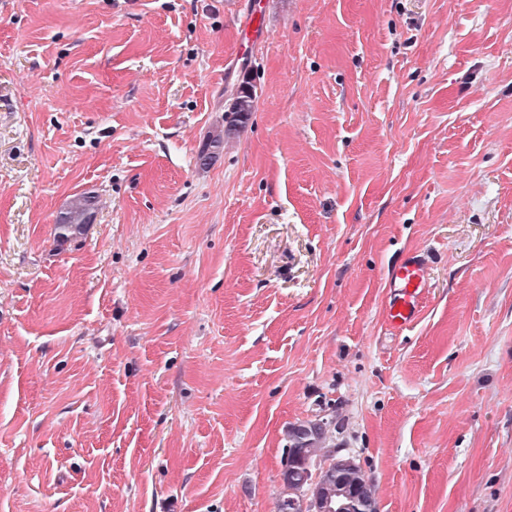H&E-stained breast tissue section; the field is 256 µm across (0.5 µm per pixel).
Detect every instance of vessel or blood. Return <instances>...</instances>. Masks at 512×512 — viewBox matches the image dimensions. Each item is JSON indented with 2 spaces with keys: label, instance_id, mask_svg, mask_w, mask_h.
Here are the masks:
<instances>
[{
  "label": "vessel or blood",
  "instance_id": "vessel-or-blood-1",
  "mask_svg": "<svg viewBox=\"0 0 512 512\" xmlns=\"http://www.w3.org/2000/svg\"><path fill=\"white\" fill-rule=\"evenodd\" d=\"M428 275L426 259L420 254L409 255L392 268L394 291L386 309V319L392 328H404L417 319Z\"/></svg>",
  "mask_w": 512,
  "mask_h": 512
}]
</instances>
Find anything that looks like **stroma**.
<instances>
[{
	"label": "stroma",
	"instance_id": "stroma-1",
	"mask_svg": "<svg viewBox=\"0 0 512 512\" xmlns=\"http://www.w3.org/2000/svg\"><path fill=\"white\" fill-rule=\"evenodd\" d=\"M318 419L377 512H512V0H0V512H278ZM254 86L248 76L244 77L237 87L236 91L231 94L229 103L224 109V123L228 129L238 127L243 124L251 112H254L255 94ZM95 196L83 193L71 198L59 211L55 224V236L61 244L71 242L83 234L91 223ZM428 275V265L421 254L409 255L392 268L394 291L386 309V319L393 329H402L417 319L428 287Z\"/></svg>",
	"mask_w": 512,
	"mask_h": 512
}]
</instances>
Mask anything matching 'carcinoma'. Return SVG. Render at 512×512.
Here are the masks:
<instances>
[{"mask_svg": "<svg viewBox=\"0 0 512 512\" xmlns=\"http://www.w3.org/2000/svg\"><path fill=\"white\" fill-rule=\"evenodd\" d=\"M254 102L253 84L246 76L231 94L224 109L226 126L231 129L243 124L254 111ZM94 206L95 196L88 193L71 198L57 216V241L65 244L82 235L86 226L91 223ZM325 441V427L317 422L293 427L288 431V448L281 472L282 504L278 505V512H299L298 491L309 486L315 463L322 457L331 458V463L321 470L316 482L322 489L319 508H324L327 501H336V497L344 490H351L357 485L363 486L368 497H374L372 487L359 466L336 470V456L331 449L325 447Z\"/></svg>", "mask_w": 512, "mask_h": 512, "instance_id": "obj_1", "label": "carcinoma"}]
</instances>
